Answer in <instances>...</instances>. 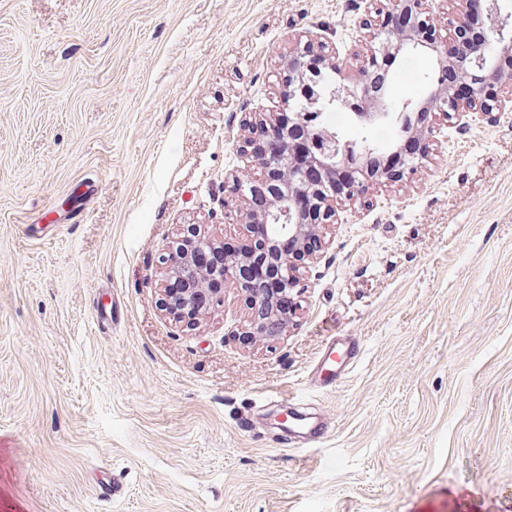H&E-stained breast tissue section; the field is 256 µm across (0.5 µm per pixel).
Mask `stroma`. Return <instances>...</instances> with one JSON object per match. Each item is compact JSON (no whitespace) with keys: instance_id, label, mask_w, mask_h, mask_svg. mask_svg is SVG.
<instances>
[{"instance_id":"35a3bbf8","label":"stroma","mask_w":512,"mask_h":512,"mask_svg":"<svg viewBox=\"0 0 512 512\" xmlns=\"http://www.w3.org/2000/svg\"><path fill=\"white\" fill-rule=\"evenodd\" d=\"M368 7L0 0V512H512V109L337 204L279 338L229 286L192 327L160 305L186 225L244 233L224 180L284 53L356 71ZM334 335L362 350L325 390ZM287 396L326 438L271 424Z\"/></svg>"}]
</instances>
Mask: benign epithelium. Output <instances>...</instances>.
<instances>
[{"instance_id":"obj_1","label":"benign epithelium","mask_w":512,"mask_h":512,"mask_svg":"<svg viewBox=\"0 0 512 512\" xmlns=\"http://www.w3.org/2000/svg\"><path fill=\"white\" fill-rule=\"evenodd\" d=\"M482 30L467 40L474 22V0H456L449 19L452 39L466 42L455 56L445 54L440 32L423 7V0H390L363 22L370 41L357 53L360 90L353 93L356 120L373 124L388 116L372 102L386 94L385 63L410 48L436 60V87L423 100L403 108L430 116L439 112L461 119L498 112L497 86L512 79V0H483ZM339 71V58L326 54L313 40L297 42L283 57L280 73L282 105L259 122H244L248 136L242 152L262 171L255 180H232L224 191L242 199L235 219L246 228L278 224V233L246 234L220 266L203 267L199 253L213 248L195 225L161 256L165 266V310L192 326L207 308L222 301L230 284L244 298L248 319L238 335L272 339L286 332L296 314L293 295L297 273L313 262L327 245L324 229L336 216L333 204L357 203L373 184L398 183L415 175L426 161L435 129L430 120L416 119L403 139L377 164L372 150L345 149L336 134L313 123L323 103L316 75ZM309 110L295 111L298 98Z\"/></svg>"}]
</instances>
